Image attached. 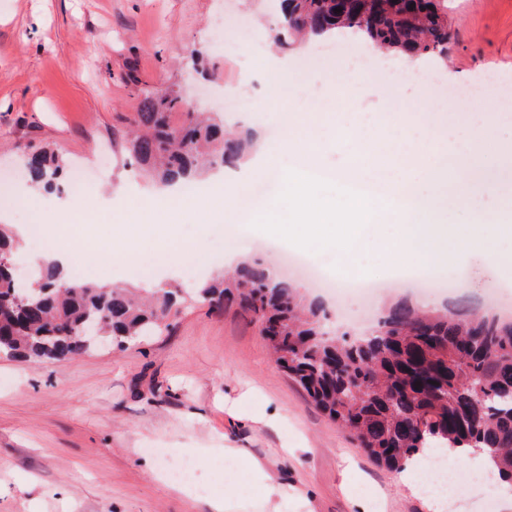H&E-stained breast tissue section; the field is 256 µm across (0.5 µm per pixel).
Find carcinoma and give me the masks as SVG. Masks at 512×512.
Returning <instances> with one entry per match:
<instances>
[{"label": "carcinoma", "instance_id": "1", "mask_svg": "<svg viewBox=\"0 0 512 512\" xmlns=\"http://www.w3.org/2000/svg\"><path fill=\"white\" fill-rule=\"evenodd\" d=\"M288 31L323 38L346 29L361 40L413 59L446 55L451 40L444 0H284ZM172 95L140 90L135 128L126 133L134 161L164 183H187L230 166L249 135L226 136L202 112H183ZM65 163L50 149L27 156L31 186L54 192ZM46 292L9 305L14 268L0 264V348L24 358L50 347L52 358L84 352L76 340L87 320L102 322L112 344L160 327L185 298L178 288L135 294L72 281L58 265L36 269ZM213 307L236 304L260 323L281 367L333 421L350 431L379 464L400 471L435 441L483 448L500 478L512 482V319L464 301L440 311L406 302L383 310L371 335L338 338L328 314L291 282L279 281L260 257L220 272L196 288Z\"/></svg>", "mask_w": 512, "mask_h": 512}]
</instances>
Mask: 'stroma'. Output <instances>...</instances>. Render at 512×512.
Instances as JSON below:
<instances>
[{"label": "stroma", "mask_w": 512, "mask_h": 512, "mask_svg": "<svg viewBox=\"0 0 512 512\" xmlns=\"http://www.w3.org/2000/svg\"><path fill=\"white\" fill-rule=\"evenodd\" d=\"M453 39L447 59L417 60L435 72L434 84L393 94L376 73L394 63L378 55L347 92L344 124L329 131L319 168L344 171L351 151L350 124L383 121L395 111L424 113L426 129L462 130L488 107L497 146L483 168L486 205L512 199V112L501 111L500 89L512 87V0H446ZM257 34L225 50L221 26ZM280 0H0V174L12 177L28 212L0 208V225L24 224L29 212L50 219L75 206L67 191L36 190L23 160L43 147L59 152L69 167L85 165L95 176L85 199L96 209L99 249H117L116 224H133L120 200L143 199L156 188L132 165L123 131L133 122L138 89L177 93L187 112H214L226 131L275 137L280 107L273 97L305 90L294 106L316 113L335 106L327 74L347 64L343 54L316 62L315 43L279 49ZM281 69L282 86L267 80ZM254 206L231 201L224 223L203 213L168 214L181 239L204 238L201 257L164 259L150 278L129 276L135 260L153 258L157 247L140 246L136 257H118L105 269L79 263L84 280L149 288L185 289L225 269V248L263 257L285 274L280 237L254 226ZM466 241L448 246L431 281L455 274L458 294L434 290L442 304L455 296L485 306L492 286L512 299V237L485 244L469 215ZM309 259L326 278L382 285L391 300H415V281L377 260H336L317 250ZM501 259L497 281L485 268ZM199 463V481L175 491L156 456ZM247 450L288 488L280 512H429L404 486L398 472L369 458L317 409L271 356L258 322L236 306L220 309L190 302L166 327L142 343L96 346L64 360L0 357V512H210L225 482L248 490L243 471H224V451Z\"/></svg>", "instance_id": "1"}]
</instances>
